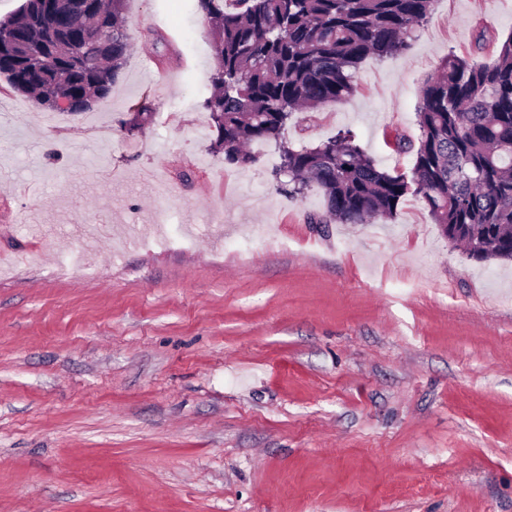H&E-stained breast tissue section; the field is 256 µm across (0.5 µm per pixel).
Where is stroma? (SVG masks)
Masks as SVG:
<instances>
[{
    "label": "stroma",
    "mask_w": 512,
    "mask_h": 512,
    "mask_svg": "<svg viewBox=\"0 0 512 512\" xmlns=\"http://www.w3.org/2000/svg\"><path fill=\"white\" fill-rule=\"evenodd\" d=\"M124 15L93 111L0 79V512H512V263L467 259L412 197L308 224L323 196L277 191L274 145L245 169L211 151L195 0ZM478 25L506 40L512 0H438L287 142L349 128L411 166L390 141Z\"/></svg>",
    "instance_id": "1"
}]
</instances>
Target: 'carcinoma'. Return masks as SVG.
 Here are the masks:
<instances>
[{
    "label": "carcinoma",
    "instance_id": "obj_1",
    "mask_svg": "<svg viewBox=\"0 0 512 512\" xmlns=\"http://www.w3.org/2000/svg\"><path fill=\"white\" fill-rule=\"evenodd\" d=\"M124 0H24L0 21V76L41 110L56 100L78 112L108 99L133 37ZM212 23L215 66L201 103L224 163L258 164L249 147L274 144L276 190L295 199L317 187L324 210L311 224L392 219L408 196L421 200L448 241L480 262L512 261V36L498 43L479 29L488 63L454 53L422 86L419 136L393 138L410 153L409 170L392 173L368 156L350 129L312 146L284 142L304 109L356 92L362 63L405 52L428 23L436 0H196ZM124 122L129 133L151 117L147 100Z\"/></svg>",
    "mask_w": 512,
    "mask_h": 512
}]
</instances>
